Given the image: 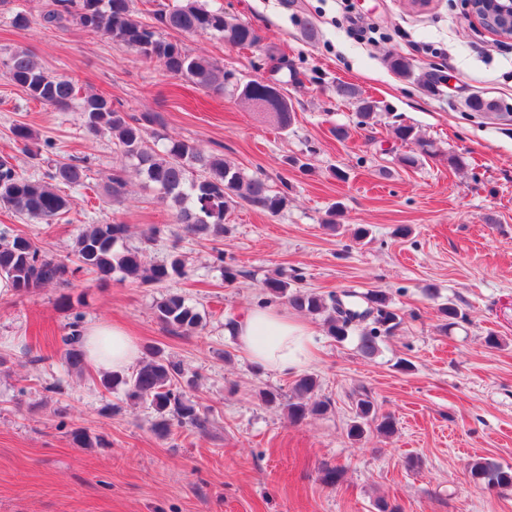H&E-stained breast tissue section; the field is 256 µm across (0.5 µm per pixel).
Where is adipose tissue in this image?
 <instances>
[{"label": "adipose tissue", "instance_id": "adipose-tissue-1", "mask_svg": "<svg viewBox=\"0 0 512 512\" xmlns=\"http://www.w3.org/2000/svg\"><path fill=\"white\" fill-rule=\"evenodd\" d=\"M236 342L249 360L281 372H296L309 358L307 324L272 309H254L234 326ZM88 359L100 371H117L138 356L135 339L118 325L97 324L84 331Z\"/></svg>", "mask_w": 512, "mask_h": 512}]
</instances>
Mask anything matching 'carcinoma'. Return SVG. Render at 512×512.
Listing matches in <instances>:
<instances>
[{"mask_svg":"<svg viewBox=\"0 0 512 512\" xmlns=\"http://www.w3.org/2000/svg\"><path fill=\"white\" fill-rule=\"evenodd\" d=\"M41 18L54 27L75 23L87 31L107 35L141 58L159 63L171 76L185 78L216 92L224 91L232 74L208 57L189 54L179 43L164 37L163 32L209 35L230 47L260 46L254 28L228 20L224 8L213 7L208 0H179L177 5L154 11L152 23L136 15L134 0H48ZM385 62L397 76L415 79L434 88L433 78L416 74L408 58L391 53ZM0 75L42 105L60 112L77 108L83 114L89 135L111 136L121 158L133 162L135 171L145 183L158 191L160 201L175 208V223L182 225L184 233L192 238L214 240L224 236L228 216L242 202L272 215L279 214L288 204L287 196L273 191L265 179L245 174L198 143L185 140L163 142V137L151 130L155 123L152 115L130 114L116 108L112 99L103 94L79 92L72 80L50 74L37 55L27 49H16L0 57ZM234 92L250 105L257 100L277 105L279 112L275 113L273 123L278 129L286 131L292 125L293 105L278 83L257 77L237 82ZM336 94L355 101L359 117L373 118L376 102L364 97L355 85L339 83ZM466 106L473 112H512L509 104L478 96L468 98ZM395 135L400 141L414 146L411 153L400 159L407 167L415 166L424 156L436 154L434 143L422 137L412 125L398 126ZM86 180V168L80 163L59 162L42 178L33 180L17 171L8 159L0 158V207L35 223L51 224L71 208V199L61 193V187L86 189ZM126 232L125 224H89L78 234L72 255L65 258L47 254L30 237L15 235L8 241H0V279H5L16 293L24 294L51 284L68 287L78 273L104 280L118 270L134 279L157 285L186 278V266L177 252L172 254L170 261L147 267L142 252L115 249ZM261 289L286 300L297 311L327 313L328 332L340 341L346 340L354 331H360L358 349L367 357L378 351L381 337L391 334V328L367 318L369 305L386 309L393 319H400L390 297L383 291L349 292L343 310L336 296L325 298L312 291L293 290L291 283L278 275L265 279ZM439 314L444 329L463 318L451 302L441 306ZM157 317L167 327L188 335L196 332L201 323L199 314L179 294H170L158 304ZM62 343L66 365L84 370V336L79 322L71 323L70 332L62 337ZM182 379L184 370L179 363L155 354L142 361L131 374L105 376L100 379V384L107 391L121 385L130 400L150 402L160 415L154 432L165 439L175 423L199 431H205L209 426L206 413L186 398ZM317 388V379L312 375H304L295 381L293 396L288 400V413L293 420L300 421L309 414L328 409L330 399L318 397ZM372 425L386 435L395 432L394 418L379 413L375 399L367 392H360L355 400V420L348 429V436L360 440ZM470 474L495 487L512 488V472L486 462L470 463Z\"/></svg>","mask_w":512,"mask_h":512,"instance_id":"obj_1","label":"carcinoma"}]
</instances>
